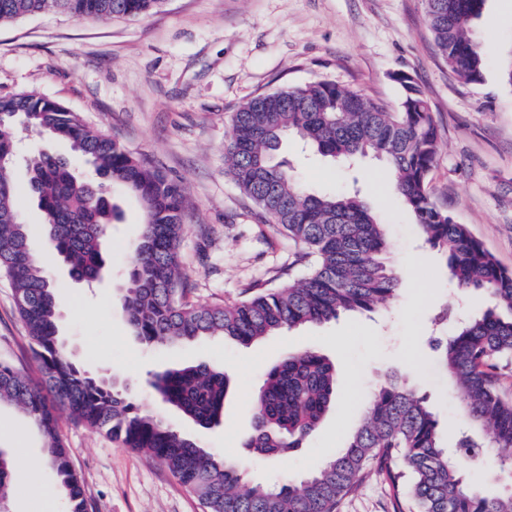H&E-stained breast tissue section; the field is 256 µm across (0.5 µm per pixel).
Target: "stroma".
Masks as SVG:
<instances>
[{
	"label": "stroma",
	"instance_id": "1",
	"mask_svg": "<svg viewBox=\"0 0 512 512\" xmlns=\"http://www.w3.org/2000/svg\"><path fill=\"white\" fill-rule=\"evenodd\" d=\"M486 65L482 82L449 72L430 34L423 0H165L135 19L82 20L49 10L0 24V97L35 91L63 103L178 182L186 195L180 272L185 299L230 305L250 288L285 287L304 272L302 249L224 174L231 119L251 97L326 79L396 109L410 74L426 92L443 138L428 190L456 222L512 272V0H486L471 23ZM281 155L314 191L359 190L377 205L395 266L415 260L396 299L364 315L286 330L248 347L215 336L179 346L148 345L132 334L122 308L128 255L144 219L138 200L113 190L120 217L108 230V270L94 286L71 278L44 240L42 217L13 169L19 211L32 250L56 287L60 334L70 356L88 369L128 383L147 409L198 439L215 457H238L248 482L299 481L341 448L390 374L429 397L440 429L456 442L464 419L433 348L457 321L486 306L458 291L439 258L422 247L413 215L394 194L386 166L367 161L336 167L287 141ZM316 350L336 365V405L297 454L267 460L242 446L254 395L265 372L286 354ZM0 361L38 378L31 340L0 274ZM207 361L224 365L233 389L222 421L196 425L152 394L153 374ZM73 450L90 512H207L202 501L157 461L57 412ZM0 450L40 459L14 470L9 512H57L67 504L28 417L0 406ZM386 476L368 469L338 512H393Z\"/></svg>",
	"mask_w": 512,
	"mask_h": 512
}]
</instances>
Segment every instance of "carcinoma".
<instances>
[{"label": "carcinoma", "instance_id": "cac0c4a2", "mask_svg": "<svg viewBox=\"0 0 512 512\" xmlns=\"http://www.w3.org/2000/svg\"><path fill=\"white\" fill-rule=\"evenodd\" d=\"M163 3L0 0V22L45 10L90 20L137 18ZM484 4L424 0L439 55L466 83H479L484 76V51L468 28ZM394 80L402 88L395 111L322 79L258 94L234 113L224 174L304 248L309 271L286 288L208 307L184 301L178 272L186 207L181 187L56 100L35 91L0 99V272L12 284L40 370L35 381L1 362L0 403L19 407L33 422L70 512H89V504L72 468V449L58 430L59 405L78 422L158 461L209 512H335L373 465L386 472L397 512H512V488L498 483L482 489L469 476L468 463L482 454L484 444L465 434L455 443L456 454L449 455L427 397L395 375L370 400L362 423L342 448L317 471L297 483L244 487L239 461L216 458L197 439L145 410L126 383L100 381L70 358L59 335L55 287L33 254L28 225L18 211L13 130L15 114L23 112L31 130L67 143L95 172L90 181L96 192L91 193L72 173L68 157L39 150L26 159L27 191L42 213L46 240L72 276L88 284L101 278L106 231L117 217L101 196L104 188L119 187L136 195L144 212L122 297L135 336L151 345L206 336L249 345L279 331L370 312L378 303L392 302L399 286L374 207L358 192L304 189L290 168L275 161L283 139L292 136L304 150L343 165L368 156L383 161L420 239L443 257L449 279L489 299L486 310L459 321L437 346L462 416L488 432L494 447L512 448V400L497 390L491 364L494 358L512 357V273L431 198L428 176L442 138L420 85L405 74ZM230 390L224 366L205 361L166 369L152 385L155 397L205 429L220 421ZM335 402L334 362L312 350L289 353L266 371L256 391L244 447L265 459L295 454ZM12 472L13 460L0 453V501L10 496Z\"/></svg>", "mask_w": 512, "mask_h": 512}]
</instances>
